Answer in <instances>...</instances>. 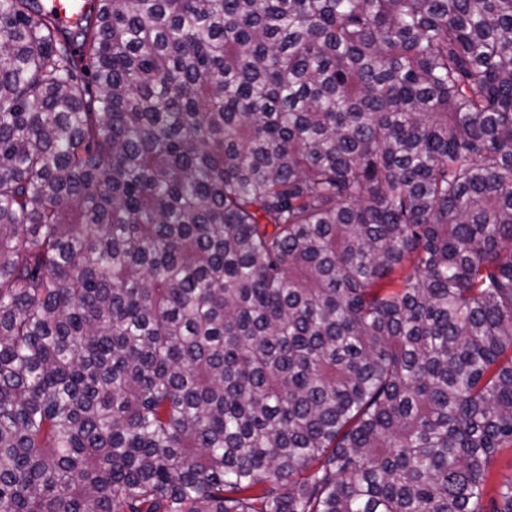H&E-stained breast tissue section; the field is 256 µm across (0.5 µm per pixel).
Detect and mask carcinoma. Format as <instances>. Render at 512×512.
Returning a JSON list of instances; mask_svg holds the SVG:
<instances>
[{"label":"carcinoma","instance_id":"1","mask_svg":"<svg viewBox=\"0 0 512 512\" xmlns=\"http://www.w3.org/2000/svg\"><path fill=\"white\" fill-rule=\"evenodd\" d=\"M503 448L512 0H0V512H483Z\"/></svg>","mask_w":512,"mask_h":512}]
</instances>
